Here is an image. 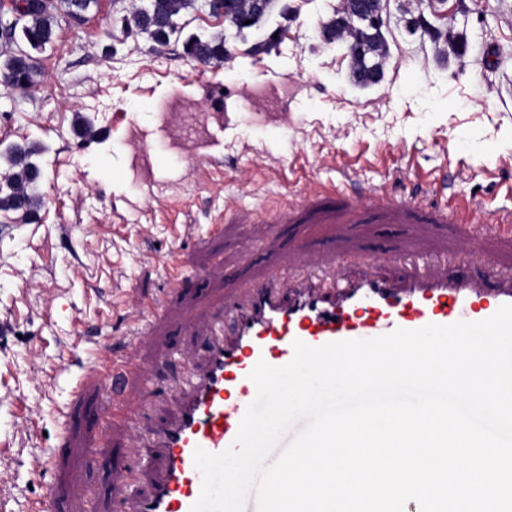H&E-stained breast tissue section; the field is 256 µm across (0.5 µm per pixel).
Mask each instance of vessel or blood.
Returning a JSON list of instances; mask_svg holds the SVG:
<instances>
[{
  "label": "vessel or blood",
  "mask_w": 512,
  "mask_h": 512,
  "mask_svg": "<svg viewBox=\"0 0 512 512\" xmlns=\"http://www.w3.org/2000/svg\"><path fill=\"white\" fill-rule=\"evenodd\" d=\"M378 200L381 213L395 223L427 220L418 207L393 196L382 194ZM504 304H512V279L503 280L489 296L474 282L432 271L415 272L400 284L372 273L343 283L315 280L295 290L289 286L287 271H277L263 287L252 289L248 308L234 316L232 340L209 333L201 359L185 361L183 390L174 417L148 431L149 443L164 464L159 471L148 473V493L128 499L124 512H190L202 485L193 462L195 449L219 453L233 443L256 396L250 372L261 360L273 366L289 363L294 340L318 347L333 341L371 339L398 328L482 321ZM129 314L137 330L128 340V349L113 358L93 357L87 370L98 374L101 387L117 404L113 419L136 430L138 417L117 384L145 375L133 347L145 337L153 306L137 298L130 302Z\"/></svg>",
  "instance_id": "b4317fda"
}]
</instances>
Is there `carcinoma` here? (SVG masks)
Masks as SVG:
<instances>
[{
  "label": "carcinoma",
  "instance_id": "1",
  "mask_svg": "<svg viewBox=\"0 0 512 512\" xmlns=\"http://www.w3.org/2000/svg\"><path fill=\"white\" fill-rule=\"evenodd\" d=\"M60 3L65 6V13L73 17L89 12L97 0H60ZM194 3L195 0H144V4L135 8L131 18L125 20V25L129 31L146 33L157 44L164 45L173 36L181 34L183 27L178 19ZM58 4L55 0H42L19 13L14 25L19 27L20 41L35 51H43L52 44ZM265 15L260 0H237L234 14L228 16L226 21L236 27L240 16L251 17L258 23ZM325 34L331 41L344 40L351 45L350 65L356 83L362 86L375 84L373 76L381 75L388 57L383 34L366 36L347 11L339 23L326 28ZM183 46L190 58L202 62H220L228 55L224 37L218 35L205 38L192 35L184 40ZM14 68L19 70L24 88H30L38 74L33 56L21 48L0 65L3 72ZM6 154L10 172L0 175V210L28 217L37 207L33 187L41 177V168L33 161L35 150L12 146Z\"/></svg>",
  "mask_w": 512,
  "mask_h": 512
}]
</instances>
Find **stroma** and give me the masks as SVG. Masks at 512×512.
<instances>
[{
	"label": "stroma",
	"instance_id": "stroma-1",
	"mask_svg": "<svg viewBox=\"0 0 512 512\" xmlns=\"http://www.w3.org/2000/svg\"><path fill=\"white\" fill-rule=\"evenodd\" d=\"M140 0H98L84 20L60 15L54 43L37 53L27 91L0 81V154L40 151L35 215L0 211V512H121L115 474L162 460L137 431L113 426L112 404L87 378L94 350L119 351L129 333L125 303L156 307L150 339L135 353L150 385L125 395L142 422L170 416L179 389L171 361L197 356L213 325L230 326L226 286L261 285L274 267L299 279L329 269L345 279L398 277L451 249L457 224H390L374 208L386 186L430 211L466 198L512 211V0H389L382 29L388 58L379 84L360 87L345 45L323 27L343 0H277L257 26L236 32L202 9L184 12L185 34L224 36L223 61L187 57L181 41L160 46L124 35L118 20ZM461 36L452 51L404 20ZM208 111L201 146L145 148L148 177L132 166L133 128L152 127L172 94ZM90 117L93 140L78 136ZM321 191L350 209V224L300 213L275 236L255 211ZM487 255L449 259L446 273L493 294L512 244L487 241ZM193 270L170 286L168 262ZM46 462L45 471L31 467Z\"/></svg>",
	"mask_w": 512,
	"mask_h": 512
}]
</instances>
